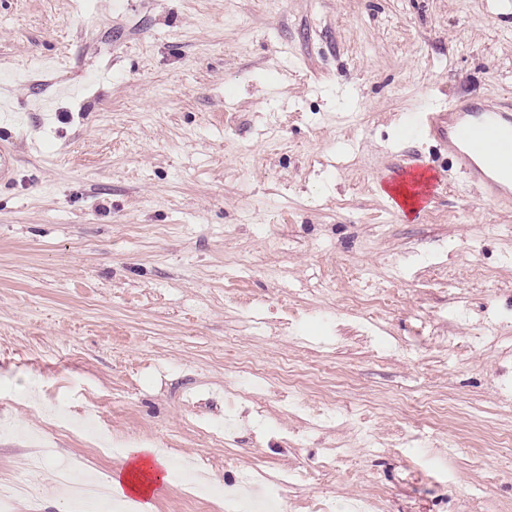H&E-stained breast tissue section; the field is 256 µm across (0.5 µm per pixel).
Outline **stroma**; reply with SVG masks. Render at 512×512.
Segmentation results:
<instances>
[{
  "label": "stroma",
  "instance_id": "1",
  "mask_svg": "<svg viewBox=\"0 0 512 512\" xmlns=\"http://www.w3.org/2000/svg\"><path fill=\"white\" fill-rule=\"evenodd\" d=\"M425 98L512 101V0H0V480L37 432L79 479L109 438L284 512H512V202L408 137ZM14 133L9 129L0 128V185H11L16 181L18 160L11 144ZM426 184V178L423 174L417 176L412 174L407 178H401L396 181L393 185H387V189L393 194L394 201L397 207L401 210V206L404 207V211L407 214H413L418 205L421 191L414 190L417 187H421Z\"/></svg>",
  "mask_w": 512,
  "mask_h": 512
}]
</instances>
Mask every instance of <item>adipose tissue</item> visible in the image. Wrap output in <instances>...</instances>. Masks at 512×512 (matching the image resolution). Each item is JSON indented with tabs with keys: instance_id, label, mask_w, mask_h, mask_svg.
<instances>
[{
	"instance_id": "1",
	"label": "adipose tissue",
	"mask_w": 512,
	"mask_h": 512,
	"mask_svg": "<svg viewBox=\"0 0 512 512\" xmlns=\"http://www.w3.org/2000/svg\"><path fill=\"white\" fill-rule=\"evenodd\" d=\"M172 468L171 462L156 456L149 446L132 449L125 456L124 467L109 481L107 492L119 499L148 497L155 487L168 481Z\"/></svg>"
}]
</instances>
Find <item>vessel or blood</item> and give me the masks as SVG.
I'll use <instances>...</instances> for the list:
<instances>
[{
    "instance_id": "b4317fda",
    "label": "vessel or blood",
    "mask_w": 512,
    "mask_h": 512,
    "mask_svg": "<svg viewBox=\"0 0 512 512\" xmlns=\"http://www.w3.org/2000/svg\"><path fill=\"white\" fill-rule=\"evenodd\" d=\"M414 138L448 144L452 166L465 175L484 199L512 198V168L502 156L512 155V104H476L465 99L429 100L410 117ZM13 132L0 128V185L13 184L18 160L12 149Z\"/></svg>"
}]
</instances>
